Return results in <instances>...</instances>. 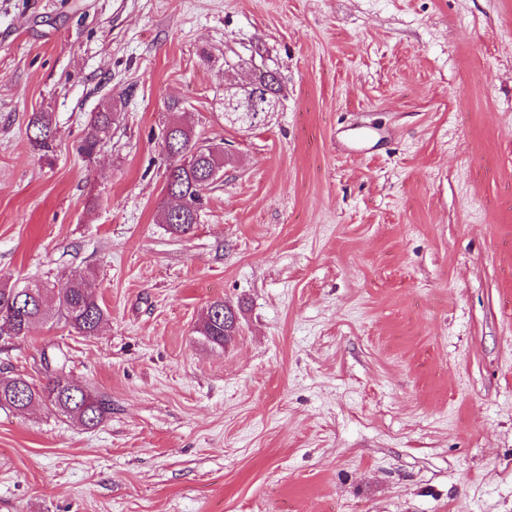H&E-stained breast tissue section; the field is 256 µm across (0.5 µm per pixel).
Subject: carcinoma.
Returning <instances> with one entry per match:
<instances>
[{"mask_svg":"<svg viewBox=\"0 0 512 512\" xmlns=\"http://www.w3.org/2000/svg\"><path fill=\"white\" fill-rule=\"evenodd\" d=\"M253 82L268 101L279 104V83L266 71L253 76ZM112 107L95 114L91 132L81 141L79 153L90 158L100 145V135L119 121ZM56 122L50 112L32 113L26 128L30 146L51 160L56 140ZM161 148L166 158L165 199L159 206L162 223L173 234L183 235L199 223L205 191L218 180L224 169V154L216 145L200 140L192 126L180 118L167 123L161 132ZM106 311L87 284L68 280L54 288L34 281L0 285V335L26 336L38 322L53 320L82 336L98 333ZM237 332V312L224 300L211 302L196 327V333L212 347ZM41 402L55 414L86 428L101 425L112 413V403L96 396L87 387L71 380L63 371L52 373L39 388L22 375L0 377V408L23 411Z\"/></svg>","mask_w":512,"mask_h":512,"instance_id":"carcinoma-1","label":"carcinoma"}]
</instances>
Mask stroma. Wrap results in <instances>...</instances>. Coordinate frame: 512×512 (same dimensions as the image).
<instances>
[{
	"label": "stroma",
	"mask_w": 512,
	"mask_h": 512,
	"mask_svg": "<svg viewBox=\"0 0 512 512\" xmlns=\"http://www.w3.org/2000/svg\"><path fill=\"white\" fill-rule=\"evenodd\" d=\"M257 69L278 111L226 122ZM174 100L230 157L185 235ZM67 279L98 335L0 336V376L58 363L112 412L0 409V512H512V0H0V283ZM120 113L114 112L112 106L105 108L102 112H96L91 132L81 141L78 147L79 153L91 158L100 145V135L107 133L112 125L119 121ZM56 133V122L52 113H32L26 128L27 139L33 150L40 152L48 161L53 157ZM237 318V312L231 305L221 299L215 300L207 306L195 332L202 336L208 345L221 348L224 347V342L235 336L233 334H236L238 329Z\"/></svg>",
	"instance_id": "obj_1"
}]
</instances>
